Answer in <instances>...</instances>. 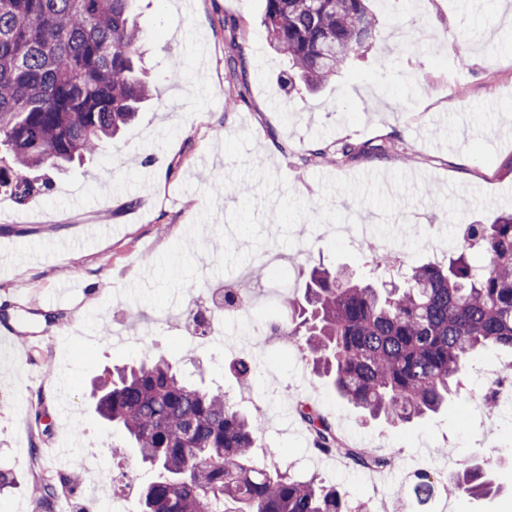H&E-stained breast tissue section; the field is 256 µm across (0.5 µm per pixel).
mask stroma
Returning <instances> with one entry per match:
<instances>
[{
  "label": "stroma",
  "mask_w": 512,
  "mask_h": 512,
  "mask_svg": "<svg viewBox=\"0 0 512 512\" xmlns=\"http://www.w3.org/2000/svg\"><path fill=\"white\" fill-rule=\"evenodd\" d=\"M370 8L380 40L317 93L297 94L285 89V63L261 24L265 0H137L156 92L135 123L100 156L57 177L50 196L20 205L0 191V311L32 346L25 360L20 340L0 345V469L19 482L0 494V512H41L40 480L57 471L83 480L59 494L54 512H85L112 488L116 467L140 484L154 481L157 470L136 451L114 458L125 438L97 416L91 387L106 368L159 356L259 420L257 458L277 448L281 470L342 487L351 504L399 512L415 471L482 462L499 492L462 498L459 512H512V386L496 393L494 413L484 407L511 351H477L447 410L407 426L367 421L313 374L300 347L271 332L288 314L255 277L273 254L299 283L310 264H333L331 227L301 221L286 246L264 216L260 251L236 269L216 270L219 229L241 196L257 190L244 181L240 197L228 198L219 184L236 169L221 143L245 131L254 139L250 163L283 175L315 214L320 177L400 170L413 177L417 197L386 219L394 227L451 226L460 235L512 210V0H372ZM228 18L236 31L225 29ZM418 30L428 40L413 50ZM233 47L248 65L241 83L225 64ZM346 142L354 152L339 155ZM388 142L397 151L385 150ZM317 149L327 157H314ZM443 193L458 197L459 222L439 203ZM349 245L357 257L341 266L378 283L402 282L409 266L446 262L456 250L428 246L416 256L395 243L396 262L377 269L370 254L380 251L379 237ZM227 283L251 300L248 311L225 319L229 343L187 346L185 311ZM241 360L264 368L245 387L234 370ZM300 402L319 406L349 446L393 453L394 468L373 472L315 452L295 412ZM72 437L78 447L56 457L54 448Z\"/></svg>",
  "instance_id": "35a3bbf8"
}]
</instances>
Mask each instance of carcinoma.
<instances>
[{"label": "carcinoma", "mask_w": 512, "mask_h": 512, "mask_svg": "<svg viewBox=\"0 0 512 512\" xmlns=\"http://www.w3.org/2000/svg\"><path fill=\"white\" fill-rule=\"evenodd\" d=\"M262 23L287 61L291 90L329 83L378 36L368 0H265ZM140 57L132 0H0V189L20 204L48 195L56 172L127 127L152 96L136 73ZM461 247L446 263L412 266L392 288L314 267L303 296L283 298L288 322L274 330L306 350L313 373L363 416L399 425L436 413L476 351L512 350V213L470 225ZM472 249L482 265L469 263ZM93 398L97 414L160 471L139 488L142 512H367L334 484L258 465V421L162 357L114 368ZM297 412L317 451L364 469L392 464L348 447L318 409ZM448 486L473 497L493 491L479 464L455 470ZM67 488L66 474L43 479L46 512ZM437 492L420 471L403 497L412 512H432Z\"/></svg>", "instance_id": "1"}]
</instances>
